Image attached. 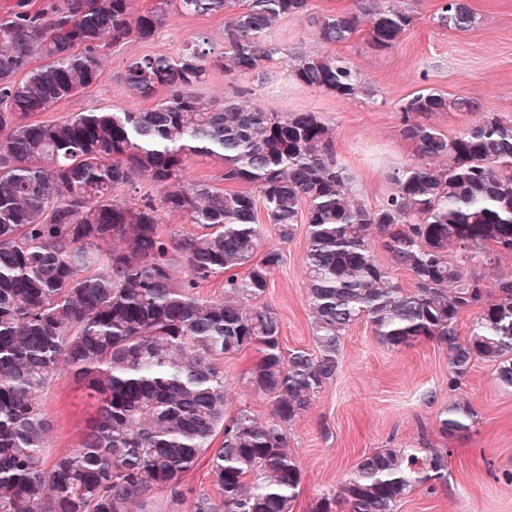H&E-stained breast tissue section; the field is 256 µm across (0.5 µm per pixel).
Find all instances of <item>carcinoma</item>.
<instances>
[{"label": "carcinoma", "instance_id": "cac0c4a2", "mask_svg": "<svg viewBox=\"0 0 512 512\" xmlns=\"http://www.w3.org/2000/svg\"><path fill=\"white\" fill-rule=\"evenodd\" d=\"M307 2L154 0L134 16L132 0H51L0 16V512H156L160 493L185 499L181 479L205 457L215 494L195 495L193 512H294L304 471L288 450V426L336 377L342 336L361 319L387 345L423 338L445 347L451 386L483 360L512 387V279L482 275L512 254L511 123L488 112L449 137L420 118L470 112L474 102L416 91L401 117L414 158L388 171L394 190L372 208L316 113L236 100L208 107L195 94L214 67L233 78L261 68L279 52L267 38L285 17H308L325 44L346 43L364 26L377 50L396 46L414 20L392 0H355L351 11L321 16ZM173 11L224 16V55L198 40L177 58L132 61L124 74L132 97L166 91L150 108L34 119L99 80L102 42L150 40ZM437 20L463 30L474 14L467 0H446ZM282 55L299 85L338 98L371 94L344 58ZM198 156L221 159L224 182L251 190L185 181ZM139 180L156 193L117 199ZM260 205L282 240L307 216L313 351H283L280 321L261 303L283 257L262 250ZM173 213L201 233L166 236ZM375 236L414 288L378 262ZM215 277L224 297H200ZM469 309L463 336L457 322ZM248 348L260 357L243 380L271 403L265 421L247 404L226 415L224 356ZM64 366L97 409L77 445L48 465L53 423L38 397ZM474 421L459 401L442 410L438 428L454 435ZM447 471L448 453L432 448L364 454L309 512H395Z\"/></svg>", "mask_w": 512, "mask_h": 512}]
</instances>
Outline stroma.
<instances>
[{
  "mask_svg": "<svg viewBox=\"0 0 512 512\" xmlns=\"http://www.w3.org/2000/svg\"><path fill=\"white\" fill-rule=\"evenodd\" d=\"M413 7L416 18L400 42L374 49L366 32L349 43L323 45L307 18L282 20L269 37L271 46L304 48L342 56L360 73L371 92L342 99L326 91L296 84L280 58L261 70L231 78L212 68L196 92L213 104L232 98L265 112H314L335 128L333 149L355 176L368 205H379L393 190L388 168L413 159L415 148L401 132V106L423 87L448 97H467L470 112L448 110L429 122L451 136L489 112L512 122V0H468L475 23L465 30L438 25L442 0H398ZM207 39L213 55H223L224 18L171 13L150 41L132 40L106 47L99 81L80 94L41 113L53 121L71 112L107 107L113 111L147 108L130 97L122 80L131 61L147 55L176 57L191 41ZM306 224L280 241L269 235L268 246L283 254L269 276L262 298L281 323L283 350L313 348L304 264ZM258 359L256 351L224 358L228 411L250 405L269 418L267 400L251 396L240 377ZM448 352L422 339L408 347L383 344L370 323L359 320L342 339L341 365L334 380L316 398L311 410L288 428V446L304 471L303 491L294 512H308L319 493L337 488L365 454L387 448H435L448 454L446 481L420 486L397 505L396 512H512V388L495 379L492 364L475 362L455 389L449 388ZM469 402L477 413L471 429L447 437L437 427L442 409ZM53 422L47 458L74 447L93 409L83 386L69 371H60L39 400Z\"/></svg>",
  "mask_w": 512,
  "mask_h": 512,
  "instance_id": "stroma-1",
  "label": "stroma"
}]
</instances>
